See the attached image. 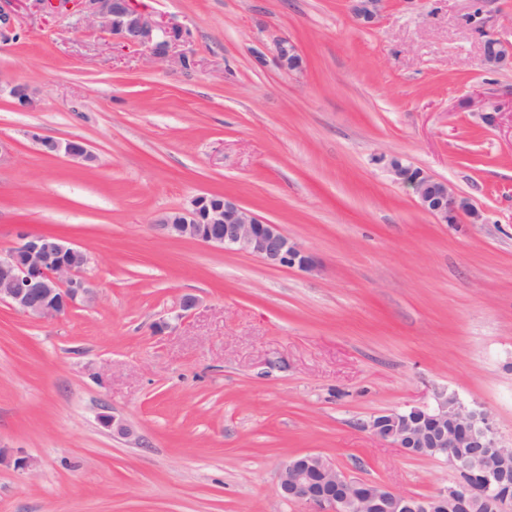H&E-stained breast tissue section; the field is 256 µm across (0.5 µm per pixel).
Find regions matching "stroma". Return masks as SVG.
<instances>
[{
  "instance_id": "35a3bbf8",
  "label": "stroma",
  "mask_w": 512,
  "mask_h": 512,
  "mask_svg": "<svg viewBox=\"0 0 512 512\" xmlns=\"http://www.w3.org/2000/svg\"><path fill=\"white\" fill-rule=\"evenodd\" d=\"M137 2L188 33L195 68L0 0V81L37 98L0 97V248L20 226L68 238L95 297L45 321L0 304V512H311L277 479L305 453L428 497L452 469L364 424L443 389L511 441L512 64L487 67L482 45L512 43V0H386L371 26L348 0ZM281 38L299 69L276 63ZM38 135L85 140L94 167L43 154ZM393 158L483 223H438ZM211 193L315 267L154 228ZM6 93L13 101L16 108L20 110H28L35 103V94L31 88L24 84H7L3 85L0 81V96Z\"/></svg>"
}]
</instances>
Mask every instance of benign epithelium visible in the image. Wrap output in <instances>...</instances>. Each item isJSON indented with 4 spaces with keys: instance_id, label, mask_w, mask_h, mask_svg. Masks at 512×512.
Returning a JSON list of instances; mask_svg holds the SVG:
<instances>
[{
    "instance_id": "benign-epithelium-1",
    "label": "benign epithelium",
    "mask_w": 512,
    "mask_h": 512,
    "mask_svg": "<svg viewBox=\"0 0 512 512\" xmlns=\"http://www.w3.org/2000/svg\"><path fill=\"white\" fill-rule=\"evenodd\" d=\"M53 14L77 16L81 24L112 35L124 47L144 49L154 62L181 69L195 64L191 51L173 53L186 34L167 27L139 8L136 0H37ZM384 0H350L352 17L371 24ZM279 63L290 70L300 62L296 46L287 39L276 42ZM487 66L496 67L512 56V45L488 39L482 46ZM16 108L28 110L35 94L24 84L0 83ZM41 151L62 155L79 165L96 161L88 144L79 138L65 141L36 136ZM395 181L412 189L417 204L438 223L455 222L469 213L481 214L452 189L448 182L396 160L390 162ZM154 224L164 235L188 239L223 250L244 252L273 268L313 267L311 257L278 224H271L241 207L229 196L195 198L185 209L159 213ZM20 243L0 249V302L32 320L59 317L93 295L82 272L87 253L56 234H31L18 229ZM101 424L130 442L139 439L124 420L103 413ZM364 428L400 448L405 454L445 462L458 475L451 485L427 498L397 491L385 484L352 478L326 457L305 453L290 458L279 473L281 496L313 507L315 512H512V443L498 435L492 418L481 406H467L454 393L440 390L433 402L373 416Z\"/></svg>"
}]
</instances>
